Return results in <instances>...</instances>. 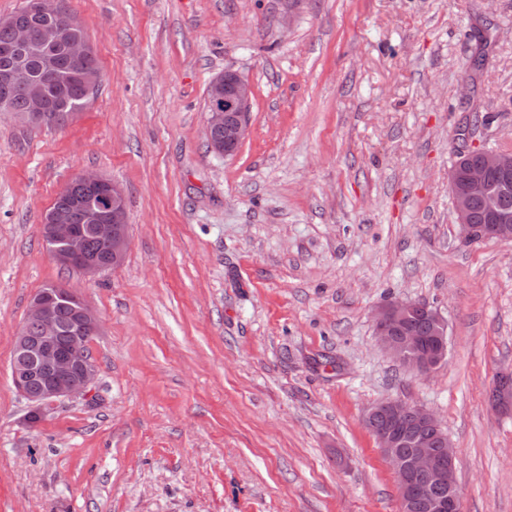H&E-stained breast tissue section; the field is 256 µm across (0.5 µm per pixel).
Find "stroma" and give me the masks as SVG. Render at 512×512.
I'll use <instances>...</instances> for the list:
<instances>
[{"mask_svg":"<svg viewBox=\"0 0 512 512\" xmlns=\"http://www.w3.org/2000/svg\"><path fill=\"white\" fill-rule=\"evenodd\" d=\"M100 69L63 127L0 112V512H399L365 409L435 413L462 512H512V244L463 241L457 147L512 149V0H69ZM495 41L471 72L473 27ZM252 86L245 140L210 152L207 89ZM490 113L472 126L460 85ZM117 182L130 247L89 278L40 226L78 174ZM101 320L87 397L41 413L13 338L44 287ZM448 320L425 375L374 310ZM490 405L500 414L512 412V370H504L497 375Z\"/></svg>","mask_w":512,"mask_h":512,"instance_id":"1","label":"stroma"}]
</instances>
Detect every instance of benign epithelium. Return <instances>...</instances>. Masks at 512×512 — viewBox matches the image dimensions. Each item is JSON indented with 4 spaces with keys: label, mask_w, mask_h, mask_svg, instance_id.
<instances>
[{
    "label": "benign epithelium",
    "mask_w": 512,
    "mask_h": 512,
    "mask_svg": "<svg viewBox=\"0 0 512 512\" xmlns=\"http://www.w3.org/2000/svg\"><path fill=\"white\" fill-rule=\"evenodd\" d=\"M0 23L14 31V65L0 75V112L11 111L9 93L21 88L26 94L28 110L24 119L32 122L41 118L47 107L44 83L29 68L25 58L36 56L44 69L55 75L63 74L57 66L55 51L64 50L70 64L82 67V81L86 93L94 91L100 74L90 65L93 49L80 35L76 18L59 15L42 24L33 32L28 24L14 17L1 18ZM252 88L239 73L226 70L215 78L207 90L206 137L212 151L228 156L242 144L249 121ZM473 151L469 147L457 153L458 161L448 178L459 226L465 240L495 239L512 244V219L496 216V223L480 228L469 223V202L474 197L491 198L488 174H512V150L481 149V161L467 165L464 159ZM78 180L94 193L93 201L81 205L83 220L96 232L101 254L88 248L84 231L72 223L71 210L57 208L50 212L41 225L44 239L52 244L51 256L62 267L74 268L85 276H96L110 268L121 266L129 250L130 237L127 224L126 198L123 189L103 176L85 172ZM61 300L70 303L75 316L69 348L61 352L56 347L61 326L57 318V305ZM422 314L435 327L431 344L407 328L410 316ZM375 334L381 344L403 367L420 375L430 373L446 358L448 348V321L439 309L422 302L390 299L381 304L373 316ZM34 323L39 335L27 334L28 325ZM98 315L84 300L80 292L59 285L37 292L30 301L25 319L13 341L10 375L16 391L32 403L38 411L57 402L90 392L96 377V365L88 344L100 332ZM43 381L42 388L30 393L32 381ZM491 407L500 414L512 412V370L497 375ZM384 415L387 425L373 428L377 416ZM410 420L417 425L436 429L442 443H449L437 416L423 406L402 399H387L369 406L364 421L373 429L379 448L392 469L399 489V512H415L424 503L427 512H461L456 485L457 454L453 447L433 448L427 439L418 442L409 458L399 451L401 423ZM415 473L425 476L432 486L448 485V497L431 496L411 483Z\"/></svg>",
    "instance_id": "obj_1"
}]
</instances>
